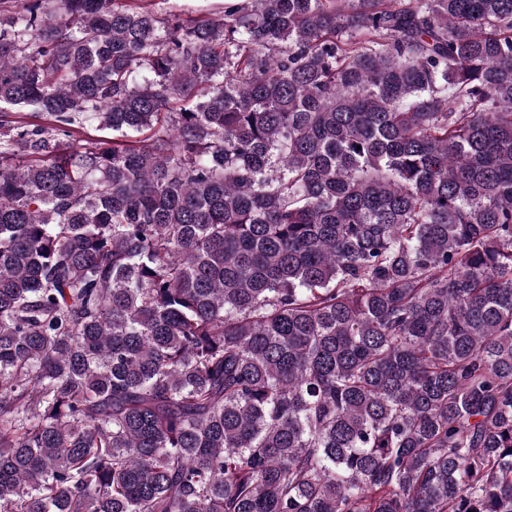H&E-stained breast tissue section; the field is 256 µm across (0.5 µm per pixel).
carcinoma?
Segmentation results:
<instances>
[{
	"mask_svg": "<svg viewBox=\"0 0 512 512\" xmlns=\"http://www.w3.org/2000/svg\"><path fill=\"white\" fill-rule=\"evenodd\" d=\"M6 3L0 512H512V0ZM151 8L157 11L215 13L224 0H151Z\"/></svg>",
	"mask_w": 512,
	"mask_h": 512,
	"instance_id": "cac0c4a2",
	"label": "carcinoma"
}]
</instances>
